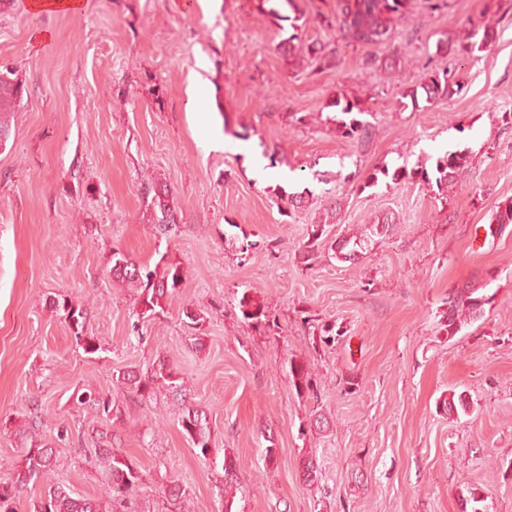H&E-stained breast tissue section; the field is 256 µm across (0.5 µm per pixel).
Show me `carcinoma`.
Wrapping results in <instances>:
<instances>
[{"label": "carcinoma", "mask_w": 512, "mask_h": 512, "mask_svg": "<svg viewBox=\"0 0 512 512\" xmlns=\"http://www.w3.org/2000/svg\"><path fill=\"white\" fill-rule=\"evenodd\" d=\"M285 2L291 9H296L295 0H258L259 9L267 10L268 14L279 21L291 22V28L297 29L296 22L300 16H283L278 8V2ZM408 0H339V12L335 20H327V24H336L339 31L346 37L366 42H385L391 38L393 25L391 22L404 14ZM495 32L482 22H470L469 31L463 36L442 41L436 44V52L442 47L454 45V51L462 55L484 52L493 45ZM459 83L454 80V74L446 68L435 72L429 81L420 84L402 94V98L410 100L413 108H418L420 96H425V102L431 104L439 99L447 98L455 93ZM22 84L14 71L5 68L0 70V145L7 142L10 135L8 112L13 100L21 96ZM343 115L355 111L362 112L359 103L344 97H336L326 104ZM341 135L345 138L360 142L368 139V126L355 118L338 121ZM470 156L460 150L447 151L437 159L435 178H430L428 171H423V180L436 182V185L453 182L469 165ZM144 194L151 197L154 211V221L159 233L164 235L177 225L178 212L170 205V194L167 184L151 181L144 185ZM492 223L496 227H488L493 234L512 224V197L499 202L492 215ZM396 224V217L387 213L367 225L361 239L342 240L337 242L336 258L344 262H353L358 253L365 248L374 237H380L390 232ZM107 265L112 279L125 283L138 290V303L142 306L141 318H151L163 314L165 303L176 292L183 280V269L180 263L164 253L155 265L140 264L121 250H115L110 255ZM490 298L479 293V287L468 286L448 292L445 299L448 310V335L454 336L461 329L481 319L485 306ZM56 307L63 310L70 320L76 343L84 351L95 353L101 349L97 338L84 333L85 321L83 311L68 306V303H58ZM240 311L244 319L258 325L269 327L270 319L264 306L253 301L240 299ZM126 387L140 397L149 398L157 388L167 387L178 401V424L181 426L192 445L199 449L201 456L209 452L211 441L207 412L194 406L186 400V390L179 383L175 369L160 360L149 371L143 372L130 367L119 375ZM77 402L97 409L98 413L109 416L114 410L112 399L92 392L77 395ZM440 406L448 415L466 414L470 410L466 392H451L450 396L441 401ZM22 441L17 461L15 475L11 483L0 485V512H16V502L23 489L29 484L39 481L46 483L44 495L34 505V512H102L98 501L82 496L60 483L52 481V473L56 466V448L38 437L36 431L22 429L19 431ZM98 461L103 464L106 477V497L109 500L108 512H139L138 492L141 485V471L136 462L128 456L119 453L106 442L96 449ZM224 471V492L228 493L237 482V461L226 454L222 464ZM185 490L179 483L173 481L161 491L163 507L166 512H182Z\"/></svg>", "instance_id": "obj_1"}]
</instances>
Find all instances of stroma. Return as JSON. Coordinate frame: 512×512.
Instances as JSON below:
<instances>
[{"label": "stroma", "instance_id": "1", "mask_svg": "<svg viewBox=\"0 0 512 512\" xmlns=\"http://www.w3.org/2000/svg\"><path fill=\"white\" fill-rule=\"evenodd\" d=\"M29 2L0 0V66L25 85L0 146V482L37 416L57 442L56 480L82 495L102 498L94 448L113 439L142 472L141 512H163L160 488L173 480L182 512H512V226L486 233L512 196V12L410 0L393 42L366 43L327 26L338 0H297L294 29L257 0H84L54 13ZM479 19L497 31L487 51L437 54ZM395 51L398 67L385 68ZM445 67L459 91L401 106ZM195 94L205 112L189 108ZM338 95L362 106L366 141L341 136L328 106ZM457 149L471 157L457 183L423 181ZM383 167L407 173L369 184ZM154 179L179 213L165 235L142 191ZM292 195L300 205H286ZM387 212L392 235L356 261L336 258L331 243ZM313 224L324 247L309 261ZM118 249L180 262L163 315L140 318L136 289L113 281ZM469 284L490 302L449 336L444 300ZM244 296L277 326L245 321ZM58 300L83 310L100 351L77 345ZM186 308L203 315L201 330ZM330 323L342 334L326 345L317 336ZM159 358L206 411L209 458L168 390L147 399L118 383ZM294 365L310 389H295ZM86 390L111 396L120 418L78 404ZM454 390L469 414L440 408ZM227 454L238 463L229 503Z\"/></svg>", "mask_w": 512, "mask_h": 512}]
</instances>
